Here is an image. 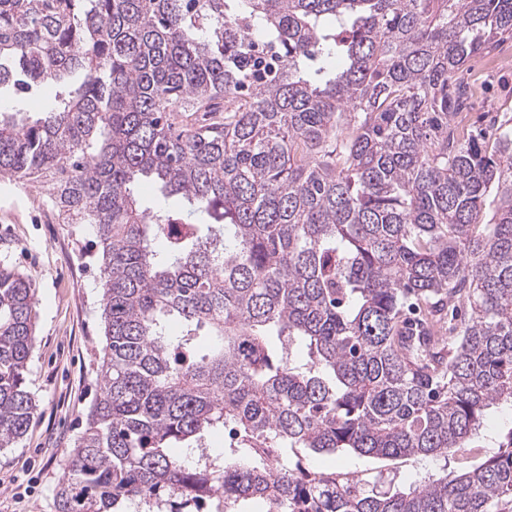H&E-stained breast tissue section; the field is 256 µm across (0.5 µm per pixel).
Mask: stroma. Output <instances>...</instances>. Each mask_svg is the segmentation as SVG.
Here are the masks:
<instances>
[{
    "instance_id": "1",
    "label": "stroma",
    "mask_w": 512,
    "mask_h": 512,
    "mask_svg": "<svg viewBox=\"0 0 512 512\" xmlns=\"http://www.w3.org/2000/svg\"><path fill=\"white\" fill-rule=\"evenodd\" d=\"M465 80L475 88L460 119L473 134L491 140L512 126V37L490 53L472 56ZM55 181L43 171L18 183L0 178V254L36 284V332L27 386L37 410L25 435L0 448V512H54L53 491L62 482L75 440L86 427L99 393L98 369L106 345L101 318L98 248L90 229L73 232L50 200ZM512 428V406L490 410L477 449L451 459L454 467L479 462ZM320 469H358L408 483L436 470L439 460H388L317 456Z\"/></svg>"
}]
</instances>
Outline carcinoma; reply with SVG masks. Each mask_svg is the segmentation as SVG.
<instances>
[{"label":"carcinoma","mask_w":512,"mask_h":512,"mask_svg":"<svg viewBox=\"0 0 512 512\" xmlns=\"http://www.w3.org/2000/svg\"><path fill=\"white\" fill-rule=\"evenodd\" d=\"M505 34L512 0H0V89L59 88L0 107V177L53 171L99 247L101 392L55 512H512V428L407 487L308 464L446 460L512 405V128L458 122ZM35 318L0 259V448L36 409ZM229 424L222 456L174 452ZM56 89L44 88L32 94L18 96L11 90L1 91L0 106L17 107L24 110L44 111L54 103ZM140 194L146 205L156 208H165L172 211H179L182 213L185 223H196L197 216L188 213V207L181 199L177 197L164 198L159 191L153 189L150 185H143L140 189ZM512 427V407L500 405L490 410L485 421V427L474 446L487 448H475L471 452L450 459V465L454 467H469L480 461L481 454L493 446V442L502 433Z\"/></svg>","instance_id":"obj_1"}]
</instances>
